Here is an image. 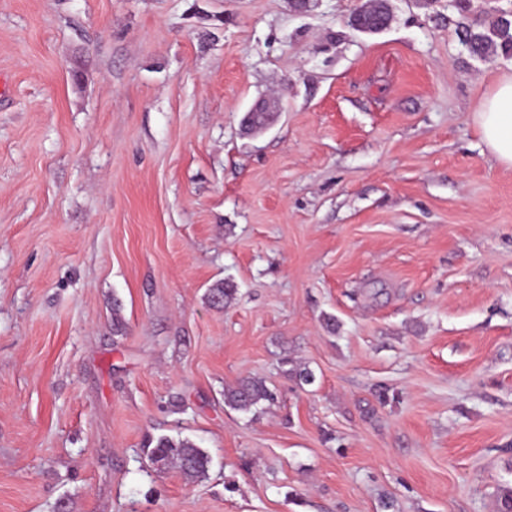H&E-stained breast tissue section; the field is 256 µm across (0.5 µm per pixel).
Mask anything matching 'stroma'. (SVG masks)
<instances>
[{
	"mask_svg": "<svg viewBox=\"0 0 512 512\" xmlns=\"http://www.w3.org/2000/svg\"><path fill=\"white\" fill-rule=\"evenodd\" d=\"M306 2L0 0V512H497L512 489V169L472 121L512 55L458 29L512 0H387L374 34L365 0ZM246 376L275 404L225 407ZM162 436L207 477L153 465ZM390 9L386 0H369L361 6L355 16L359 28L367 32H378L387 24ZM237 295V288L230 282H218L208 289L207 301L213 308L223 309L231 304ZM151 460L158 463L164 461L166 465L176 463L189 482H196L206 478L209 471V456L189 441L174 443L168 438L157 440L152 450Z\"/></svg>",
	"mask_w": 512,
	"mask_h": 512,
	"instance_id": "35a3bbf8",
	"label": "stroma"
}]
</instances>
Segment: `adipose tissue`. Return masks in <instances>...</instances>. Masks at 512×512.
<instances>
[{
	"mask_svg": "<svg viewBox=\"0 0 512 512\" xmlns=\"http://www.w3.org/2000/svg\"><path fill=\"white\" fill-rule=\"evenodd\" d=\"M472 119L497 163L512 168V74L498 78Z\"/></svg>",
	"mask_w": 512,
	"mask_h": 512,
	"instance_id": "1",
	"label": "adipose tissue"
}]
</instances>
